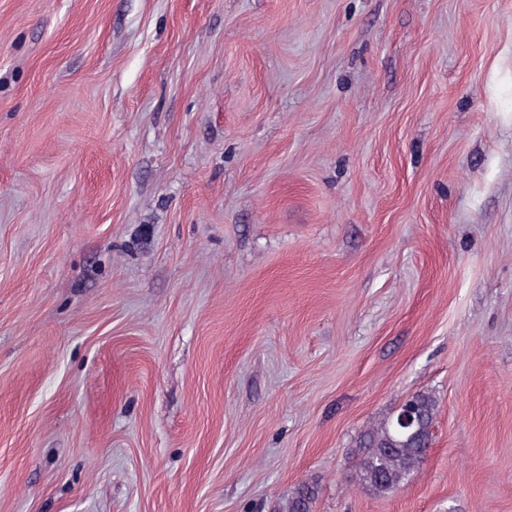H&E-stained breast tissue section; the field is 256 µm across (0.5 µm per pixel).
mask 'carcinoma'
Listing matches in <instances>:
<instances>
[{
    "mask_svg": "<svg viewBox=\"0 0 512 512\" xmlns=\"http://www.w3.org/2000/svg\"><path fill=\"white\" fill-rule=\"evenodd\" d=\"M417 408L414 434L396 425V415L362 431L355 443L358 481L375 495L400 489L409 476L424 462L432 444V431L437 417V400L426 392L412 396ZM319 495L315 482H302L288 497L282 512H313Z\"/></svg>",
    "mask_w": 512,
    "mask_h": 512,
    "instance_id": "1",
    "label": "carcinoma"
}]
</instances>
